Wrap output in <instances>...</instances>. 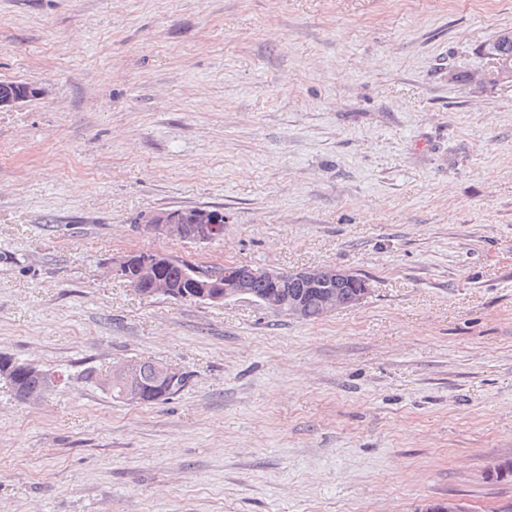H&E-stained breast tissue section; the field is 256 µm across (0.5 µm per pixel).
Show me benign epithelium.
Returning a JSON list of instances; mask_svg holds the SVG:
<instances>
[{"label":"benign epithelium","instance_id":"obj_1","mask_svg":"<svg viewBox=\"0 0 512 512\" xmlns=\"http://www.w3.org/2000/svg\"><path fill=\"white\" fill-rule=\"evenodd\" d=\"M34 87H28L19 93L9 91L0 94V111L9 110L18 104L37 96ZM220 224L217 213L207 208H197L190 216L182 211L166 210L155 213L148 224V230L156 239L190 243H207L212 240ZM168 260L162 252H151L142 257L129 254L119 261L113 272L120 276H132L135 280L148 285L142 296H166L177 300H193L204 303L224 304L239 300L245 294L247 283L253 278H261L272 284L284 279V271L273 266L240 267L227 264L224 266V280L212 282V277L199 271H193V286L190 292L177 294L159 271ZM296 280L303 288L323 289L321 306L324 312L355 306L363 301L370 292L367 280L356 273L339 267H306L294 272ZM259 305L293 319L303 320L306 315L307 296L301 292L286 295L278 290H271L261 297ZM145 361L131 359L112 366L106 375L98 379V385L107 393L121 388L120 399L127 404L142 401L141 385L143 383V365ZM157 391L167 397L175 388L182 386L183 372L164 362H153ZM421 512H468L465 503L456 498L430 502L423 505Z\"/></svg>","mask_w":512,"mask_h":512}]
</instances>
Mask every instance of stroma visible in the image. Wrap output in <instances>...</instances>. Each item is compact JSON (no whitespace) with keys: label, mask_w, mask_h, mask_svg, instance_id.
Here are the masks:
<instances>
[{"label":"stroma","mask_w":512,"mask_h":512,"mask_svg":"<svg viewBox=\"0 0 512 512\" xmlns=\"http://www.w3.org/2000/svg\"><path fill=\"white\" fill-rule=\"evenodd\" d=\"M512 0H0V512H418L512 496V83L480 46ZM224 232L157 240L160 210ZM331 265L307 322L146 298L133 252ZM189 373L113 402L112 364ZM0 362L2 363H13L15 365V377L8 379V376L11 373V364L7 366H2L0 368V381L1 378L9 381L8 391L14 397L15 400L23 402L25 400V396L27 393L34 388H36L42 381L43 376L47 373V371L36 369L35 367L29 365L28 363L16 361L10 357H2L0 356ZM28 365L30 370H28ZM55 378L48 377L46 382L38 386L34 391H32L27 396V402L36 400L40 398L44 391L49 389ZM152 364L155 368L154 376L159 396L168 397L173 389L181 386L178 389L180 392L186 386L189 376L185 373L187 379L183 384L184 374L180 369L160 361L152 362Z\"/></svg>","instance_id":"35a3bbf8"}]
</instances>
